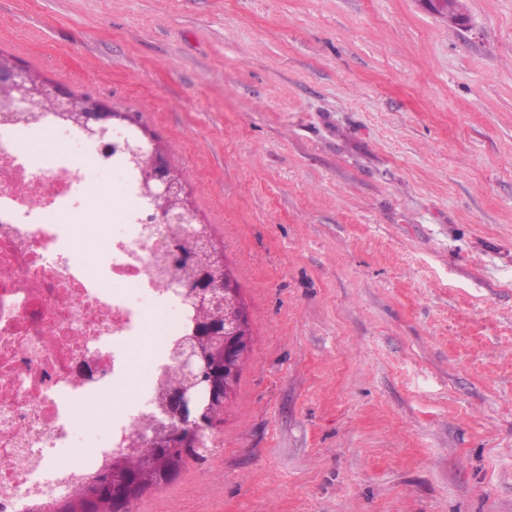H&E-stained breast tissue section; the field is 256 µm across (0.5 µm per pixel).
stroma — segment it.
I'll return each mask as SVG.
<instances>
[{
    "label": "stroma",
    "mask_w": 512,
    "mask_h": 512,
    "mask_svg": "<svg viewBox=\"0 0 512 512\" xmlns=\"http://www.w3.org/2000/svg\"><path fill=\"white\" fill-rule=\"evenodd\" d=\"M0 0V51L156 137L250 350L133 512H512V0ZM437 16L445 19L450 25L464 27L468 24L470 16L465 10H452L444 0H421Z\"/></svg>",
    "instance_id": "stroma-1"
}]
</instances>
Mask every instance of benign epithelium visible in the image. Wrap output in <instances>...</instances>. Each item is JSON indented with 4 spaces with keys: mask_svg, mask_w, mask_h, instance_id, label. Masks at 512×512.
<instances>
[{
    "mask_svg": "<svg viewBox=\"0 0 512 512\" xmlns=\"http://www.w3.org/2000/svg\"><path fill=\"white\" fill-rule=\"evenodd\" d=\"M450 25L464 27L470 16L465 10H452L444 0H421ZM0 92L16 104L33 99L47 101L54 112H70L77 124L91 136L112 147V138L122 137V149L143 160L144 195L154 205L163 224H189L194 215L184 203V181L162 150L150 137L125 133L132 127L123 123L112 105L101 99H85L59 84H41L30 71L10 59H0ZM190 236L207 258L195 279L183 286L195 309L209 312L196 322L191 336L177 352L181 382L168 393L160 406L161 431L144 435L145 443L159 448H186L202 442L215 424V414L226 401L225 369L235 371L246 353V328L237 312L234 285L224 280V258L212 252L205 229H192Z\"/></svg>",
    "mask_w": 512,
    "mask_h": 512,
    "instance_id": "benign-epithelium-1",
    "label": "benign epithelium"
}]
</instances>
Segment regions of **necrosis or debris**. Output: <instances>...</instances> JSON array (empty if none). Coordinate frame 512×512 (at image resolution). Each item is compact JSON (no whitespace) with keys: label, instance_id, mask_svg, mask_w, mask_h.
<instances>
[{"label":"necrosis or debris","instance_id":"1","mask_svg":"<svg viewBox=\"0 0 512 512\" xmlns=\"http://www.w3.org/2000/svg\"><path fill=\"white\" fill-rule=\"evenodd\" d=\"M51 138L49 155L21 139ZM131 200L102 248L83 231L106 175ZM140 166L60 112L0 116V512H52L113 460L140 447L195 312L174 288L187 229L161 224L141 195ZM125 281L126 290L113 287ZM153 336L148 382L136 350ZM111 401L104 436L81 441L74 401Z\"/></svg>","mask_w":512,"mask_h":512}]
</instances>
